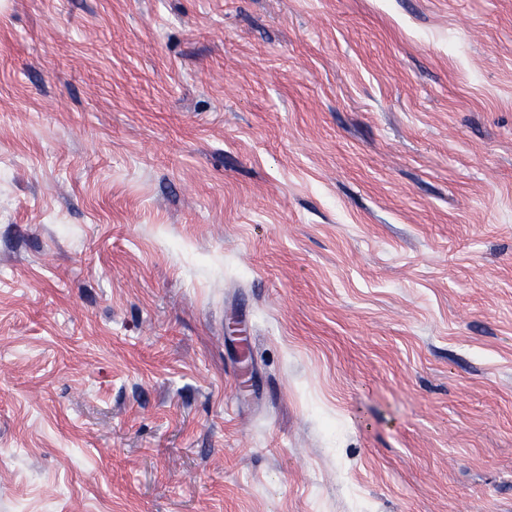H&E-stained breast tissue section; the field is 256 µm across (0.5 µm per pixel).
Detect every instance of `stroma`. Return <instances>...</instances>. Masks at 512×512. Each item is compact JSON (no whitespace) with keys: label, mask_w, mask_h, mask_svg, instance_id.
Here are the masks:
<instances>
[{"label":"stroma","mask_w":512,"mask_h":512,"mask_svg":"<svg viewBox=\"0 0 512 512\" xmlns=\"http://www.w3.org/2000/svg\"><path fill=\"white\" fill-rule=\"evenodd\" d=\"M0 512H512V0H0Z\"/></svg>","instance_id":"1"}]
</instances>
